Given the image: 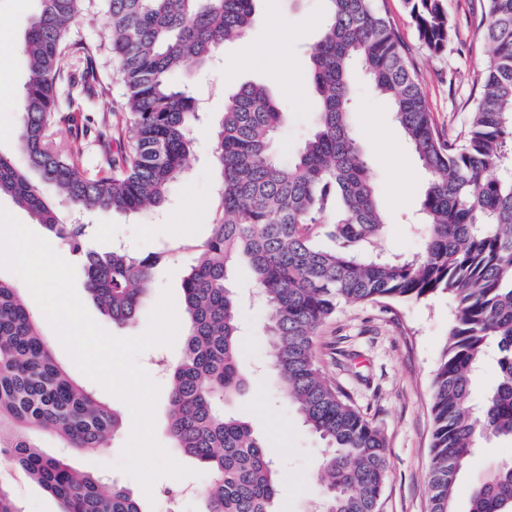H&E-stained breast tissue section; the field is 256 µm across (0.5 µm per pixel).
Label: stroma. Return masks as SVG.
Here are the masks:
<instances>
[{"mask_svg": "<svg viewBox=\"0 0 512 512\" xmlns=\"http://www.w3.org/2000/svg\"><path fill=\"white\" fill-rule=\"evenodd\" d=\"M444 5L458 37L441 53L434 54L419 41L404 0H386L388 12L409 47L435 122L444 135L453 138L467 124L473 72L483 57L474 26L483 0H444ZM37 11V0H0V67L6 68L17 92L23 87L27 70L22 43ZM325 18L324 0H256L250 29L243 38L224 46L219 63L209 69L189 63L179 72V82L194 88L202 118L192 129L194 151L184 179L171 191L169 205L162 211L115 213L89 219V245L93 249L122 247L138 256L161 248L169 251L168 261L152 272L142 313L135 324H113L86 289L78 288V296L90 316L109 334L119 338L144 334L148 316L163 289H170L174 298H181L182 280L193 261L194 249L207 238L214 218L221 174L214 160L212 131L221 121L225 100L235 85H264L287 113L288 121L278 134L282 155L292 154L312 133L318 100L308 76L310 54L322 37ZM229 72L234 75L230 81L225 78ZM354 81L359 107L352 115V123L371 158L378 186L377 202L388 221L378 247L387 253L419 251L422 241L407 219L420 205L426 174L395 124L387 101L370 89L362 69H355ZM454 313L452 300L438 293L419 301L344 305L321 329L318 352L326 374L348 393L352 404L382 430L388 441L389 469L380 512L430 510L427 478L431 464L432 381ZM266 319L267 310L259 298L247 299L240 309L239 366L247 388L228 409L251 422L280 463L279 512H316L317 473L325 444L303 425L295 409L278 393L277 377L268 367ZM39 325L68 373L79 382L88 383L122 417V434L109 441L107 447L74 455V465L142 493L140 483L116 466L132 431L128 406L97 382L88 381L47 320H40ZM183 353L184 340L179 337L173 346L146 350L139 362L159 386L155 437L169 455L192 468L195 460L174 448L168 434L170 383L155 365L156 359L161 358L168 366H175ZM510 459L512 441L482 442L458 478L456 512H467L473 484L497 463ZM210 481L206 474L183 482L193 487L194 493L180 499V512H201L202 501L197 492ZM183 483L170 477L158 479L147 512H166L169 491ZM0 484L10 490L20 512H60L56 499L3 457Z\"/></svg>", "mask_w": 512, "mask_h": 512, "instance_id": "stroma-1", "label": "stroma"}]
</instances>
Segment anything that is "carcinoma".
Wrapping results in <instances>:
<instances>
[{"label":"carcinoma","mask_w":512,"mask_h":512,"mask_svg":"<svg viewBox=\"0 0 512 512\" xmlns=\"http://www.w3.org/2000/svg\"><path fill=\"white\" fill-rule=\"evenodd\" d=\"M38 2L24 39L29 73L16 133L27 170L0 153V196L76 257L104 315L132 324L167 251L137 257L122 248H90L89 225L62 221L44 188L78 216L164 207L186 171L199 119L197 99L175 76L188 61L209 66L225 43L243 37L254 0ZM325 2L324 33L311 54L319 108L313 132L294 155L284 160L274 149L287 116L264 86L243 83L225 103L215 147L220 206L183 280L184 355L168 371V430L174 447L212 475L201 492L202 512H278V467L264 439L224 407L247 387L238 367L241 299L232 279L244 262L269 309L279 394L326 443L320 512H378L387 439L325 376L316 338L342 302L446 293L455 318L433 381L428 491L430 512H454L458 475L478 441L490 434L512 440V0H485L478 34L489 54L474 71L459 141L435 126L384 0ZM407 3L420 42L442 52L457 36L443 0ZM94 11L104 20V44L74 34L78 20ZM104 55L122 88L121 112L102 118L93 165L70 113L81 100L110 96L99 72ZM357 66L391 103L427 174L418 222L424 246L416 253L375 248L386 219L371 159L351 124ZM325 239L332 245H322ZM492 345L498 380L477 406L473 380ZM121 430L119 412L57 362L22 286L0 278V456L56 498L61 512H145L124 486L37 442L47 433L63 448H103ZM469 512H512V462L472 488Z\"/></svg>","instance_id":"cac0c4a2"}]
</instances>
